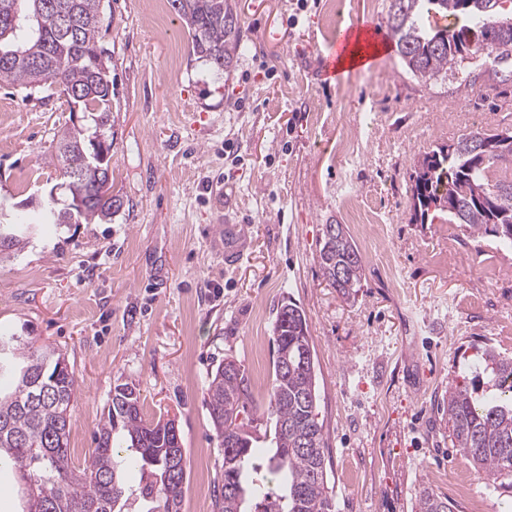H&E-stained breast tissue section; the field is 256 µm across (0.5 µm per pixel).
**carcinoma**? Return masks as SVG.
Instances as JSON below:
<instances>
[{
  "instance_id": "obj_1",
  "label": "carcinoma",
  "mask_w": 512,
  "mask_h": 512,
  "mask_svg": "<svg viewBox=\"0 0 512 512\" xmlns=\"http://www.w3.org/2000/svg\"><path fill=\"white\" fill-rule=\"evenodd\" d=\"M508 0H389L390 38L405 67L427 82L477 54L512 59ZM103 0H0V83L38 91L60 87L69 107L87 118L57 134L67 197L51 195L37 209H16L0 221V262L27 246L34 232L62 224H106L123 200L101 193L110 177L112 85L110 54L101 44ZM192 51L219 76L232 70L244 46L234 0H171ZM430 14L463 19L426 26ZM512 130L471 131L419 153L411 175V223L439 214L468 236H491L512 247ZM319 266L344 298L364 279V261L343 224L323 234ZM276 351L267 397L256 403L237 362L225 358L210 373L212 427L224 447V473L213 512H335L328 493L326 438L317 412L315 348L305 312L281 305L273 326ZM77 383L65 355L21 343L0 331V465L18 478L19 512H181L186 452L175 420L146 418L136 387H113L86 466H71V410ZM252 405L274 422L270 445L239 421ZM452 447L482 469L497 490L512 489V357L487 347L474 375L448 387L443 399ZM262 464L267 475L253 476ZM415 512H453L448 499L423 490Z\"/></svg>"
}]
</instances>
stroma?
<instances>
[{
    "label": "stroma",
    "instance_id": "stroma-1",
    "mask_svg": "<svg viewBox=\"0 0 512 512\" xmlns=\"http://www.w3.org/2000/svg\"><path fill=\"white\" fill-rule=\"evenodd\" d=\"M247 48L216 76L167 9L156 37L152 0H104L110 54L112 187L108 224L33 236L0 264V328L62 350L77 385L69 454L84 467L118 383L147 416L175 419L187 452L182 512H212L224 450L211 425V370L232 358L255 396L272 375L273 323L290 300L317 354L318 412L337 512H412L427 488L454 512H512V493L452 447L440 403L462 364L486 347L512 356V248L473 239L441 215L410 221L420 151L473 130L512 129V61L481 56L428 82L397 51L331 74L344 29H387L388 0H236ZM175 72H168L169 60ZM0 204L60 180L62 93L0 85ZM355 153L339 159L337 140ZM354 189L384 233L360 245L364 286L342 298L323 278V227L355 225ZM386 252L400 277L378 264Z\"/></svg>",
    "mask_w": 512,
    "mask_h": 512
}]
</instances>
